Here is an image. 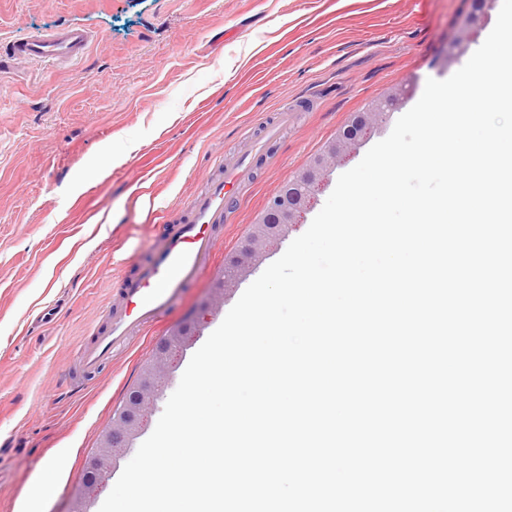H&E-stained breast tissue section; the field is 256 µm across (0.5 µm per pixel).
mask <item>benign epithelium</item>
Here are the masks:
<instances>
[{"label": "benign epithelium", "instance_id": "obj_1", "mask_svg": "<svg viewBox=\"0 0 512 512\" xmlns=\"http://www.w3.org/2000/svg\"><path fill=\"white\" fill-rule=\"evenodd\" d=\"M491 4L492 0H479L476 3V8L470 11L466 22L467 34L478 29ZM396 101L397 96L390 95L370 111L354 115L336 140L314 159L309 169L296 177L297 184L288 193L280 192L268 201L265 213L253 225L240 252L226 258L224 266L247 265L253 258L282 242L292 227L302 223L304 215L317 200L326 172L344 163L356 152L361 131L375 127ZM180 348V340L164 339L148 363V370L158 378L169 373L172 356ZM159 396L160 387L157 385L147 390L138 385L128 396L124 411L112 419V425L103 436L96 454L87 461L82 492L76 498L78 506L72 508V512H84L80 503L104 485L112 472L114 459L127 447L130 439L144 429L148 414Z\"/></svg>", "mask_w": 512, "mask_h": 512}]
</instances>
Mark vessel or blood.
<instances>
[{
    "label": "vessel or blood",
    "mask_w": 512,
    "mask_h": 512,
    "mask_svg": "<svg viewBox=\"0 0 512 512\" xmlns=\"http://www.w3.org/2000/svg\"><path fill=\"white\" fill-rule=\"evenodd\" d=\"M91 39L89 30L67 27L13 43L9 53L19 60L66 67L84 54ZM290 116V111L280 112L276 122L266 126L263 137L247 140L236 162L194 198L186 220L171 226L152 260L124 281L121 310L112 314L104 333L80 348L87 373H94L114 352L125 348L136 332L162 317L187 284L204 274L214 233L224 222L227 200L241 193L251 178L253 157L279 136Z\"/></svg>",
    "instance_id": "b4317fda"
}]
</instances>
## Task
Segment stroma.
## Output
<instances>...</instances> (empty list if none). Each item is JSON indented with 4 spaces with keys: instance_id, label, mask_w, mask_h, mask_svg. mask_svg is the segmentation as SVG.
Masks as SVG:
<instances>
[{
    "instance_id": "1",
    "label": "stroma",
    "mask_w": 512,
    "mask_h": 512,
    "mask_svg": "<svg viewBox=\"0 0 512 512\" xmlns=\"http://www.w3.org/2000/svg\"><path fill=\"white\" fill-rule=\"evenodd\" d=\"M448 58L471 0H0V52L51 29L90 30L67 67L0 62V512H68L86 459L156 346L183 320L180 349L148 418L153 432L192 355L243 293L211 288L268 200L351 118L391 92L399 105L349 159L386 138L427 79L449 78L484 42ZM293 117L227 209L210 272L96 374L78 347L104 329L126 278L244 132ZM48 481L52 494L32 500Z\"/></svg>"
}]
</instances>
